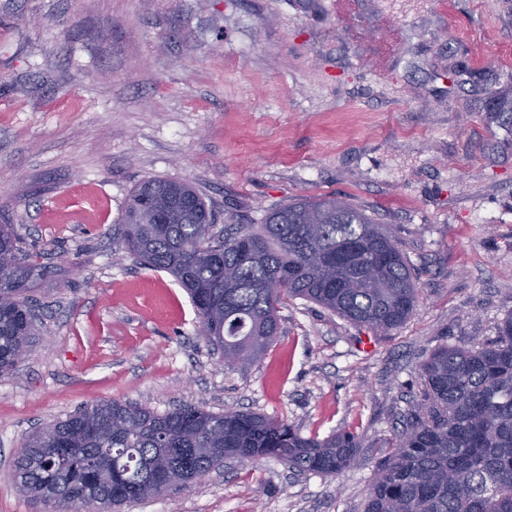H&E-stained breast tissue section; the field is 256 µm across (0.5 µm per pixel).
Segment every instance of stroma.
<instances>
[{"mask_svg": "<svg viewBox=\"0 0 512 512\" xmlns=\"http://www.w3.org/2000/svg\"><path fill=\"white\" fill-rule=\"evenodd\" d=\"M512 0H0V224L44 264L37 331L0 374V512L27 437L95 400L284 418L360 437L335 476L274 457L122 512H363L440 346L512 311ZM190 182L225 234L333 196L395 235L419 302L376 334L303 299L248 366L225 365L119 224L145 179Z\"/></svg>", "mask_w": 512, "mask_h": 512, "instance_id": "35a3bbf8", "label": "stroma"}]
</instances>
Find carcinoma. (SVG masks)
I'll return each mask as SVG.
<instances>
[{
	"label": "carcinoma",
	"instance_id": "cac0c4a2",
	"mask_svg": "<svg viewBox=\"0 0 512 512\" xmlns=\"http://www.w3.org/2000/svg\"><path fill=\"white\" fill-rule=\"evenodd\" d=\"M186 182L149 179L126 204L122 237L139 263L188 291L200 334L221 353L255 359L276 340L286 299L312 301L386 333L418 302L417 276L393 235L335 197L285 204L255 228L224 239ZM0 373L17 365L33 331L31 285L46 269L19 258L0 225ZM422 389L365 512H512V312L496 338L441 346L420 365ZM360 438L303 437L279 418L185 405L165 413L122 401L84 406L28 437L16 461L20 490L54 512H79L91 496L107 510L186 486L226 457H276L296 472L335 476Z\"/></svg>",
	"mask_w": 512,
	"mask_h": 512
}]
</instances>
